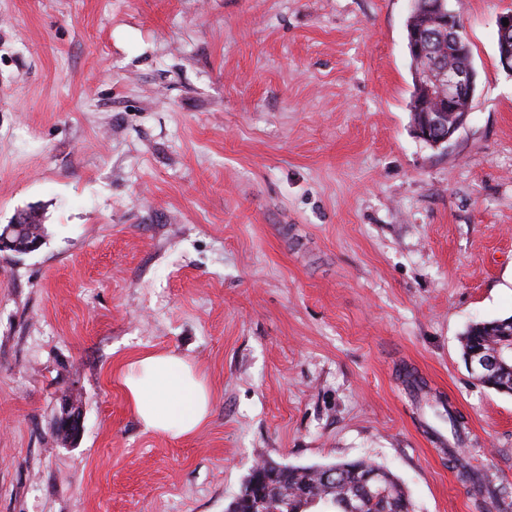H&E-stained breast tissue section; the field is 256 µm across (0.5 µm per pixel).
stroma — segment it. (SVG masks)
Returning <instances> with one entry per match:
<instances>
[{
	"label": "stroma",
	"mask_w": 512,
	"mask_h": 512,
	"mask_svg": "<svg viewBox=\"0 0 512 512\" xmlns=\"http://www.w3.org/2000/svg\"><path fill=\"white\" fill-rule=\"evenodd\" d=\"M410 6L0 0V228L46 227L0 252V512H225L260 461L357 458L414 512H486L452 451L512 488V395L461 358L512 315V0L457 4L477 90L444 149L413 132ZM149 350L208 380L196 436L128 405ZM508 18V26H504L503 19ZM497 28L501 38L497 42V56L499 65L503 70L512 73V39L509 37L512 33V10L501 13L497 17ZM28 214H21L16 218L13 224H8V227L0 231V252L13 251L18 254H25L32 252L40 247L41 239L29 238L23 244L20 243V238L24 234L23 230L28 222ZM26 237L44 234V227L36 214H32L27 223ZM14 235L18 238L15 240ZM512 316L492 321L475 322L467 327L461 338L462 356L466 364V350H474L483 347L486 350H493L501 345L502 350L511 344ZM511 349V346H510ZM56 432L65 436V442H76L83 431L81 407L73 398L64 399L56 417Z\"/></svg>",
	"instance_id": "35a3bbf8"
}]
</instances>
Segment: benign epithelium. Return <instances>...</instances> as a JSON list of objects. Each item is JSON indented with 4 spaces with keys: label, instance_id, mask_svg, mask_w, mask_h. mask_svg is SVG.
<instances>
[{
    "label": "benign epithelium",
    "instance_id": "1",
    "mask_svg": "<svg viewBox=\"0 0 512 512\" xmlns=\"http://www.w3.org/2000/svg\"><path fill=\"white\" fill-rule=\"evenodd\" d=\"M508 19V24H503V19ZM442 24L448 31L455 34L457 44L468 45L464 28L456 13L443 15ZM497 28L501 38L497 42V56L499 65L503 70L512 73V10L502 13L497 17ZM439 88L438 101L440 108L437 114L429 117L424 122V131L419 133V139L432 146H441L448 143L468 117L470 100L474 88V72L471 68H442L433 78ZM28 222L27 215L22 214L14 223L0 231V252L13 251L18 254L32 252L40 247L38 239H28L20 242L18 237L23 235V230ZM512 354H503L499 351L493 355H486L477 351L469 359L467 367L472 373H482L488 369L500 367L511 369ZM56 432L65 437L68 443L76 442L83 431V416L81 407L72 398L65 399L56 417Z\"/></svg>",
    "mask_w": 512,
    "mask_h": 512
}]
</instances>
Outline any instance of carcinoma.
Masks as SVG:
<instances>
[{"label": "carcinoma", "instance_id": "1", "mask_svg": "<svg viewBox=\"0 0 512 512\" xmlns=\"http://www.w3.org/2000/svg\"><path fill=\"white\" fill-rule=\"evenodd\" d=\"M412 25L418 28L420 39L427 46V54L412 62L416 70L425 71L448 65L460 67L466 59L453 53L449 44L451 34L425 11L423 0H412L409 13ZM506 349L512 345V316L492 321L475 322L467 327L461 338L462 350L482 347L492 350L496 346ZM488 388L512 395V381L489 373L478 377ZM448 459L455 463L461 479L484 490L495 512H512V497L492 484L483 474L475 479L476 472L459 462L453 449H448ZM378 470L375 485L366 494L359 487L365 472ZM252 501L233 500L231 512H253L254 503L262 501L264 512H412L411 503L399 479L387 468L365 460L336 463V480L325 483L319 468L290 466L276 461H265L256 470V485Z\"/></svg>", "mask_w": 512, "mask_h": 512}]
</instances>
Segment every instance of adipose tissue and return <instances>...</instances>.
<instances>
[{"label":"adipose tissue","instance_id":"1","mask_svg":"<svg viewBox=\"0 0 512 512\" xmlns=\"http://www.w3.org/2000/svg\"><path fill=\"white\" fill-rule=\"evenodd\" d=\"M127 401L145 430L172 440L193 437L208 421L212 393L184 358L149 351L123 372Z\"/></svg>","mask_w":512,"mask_h":512}]
</instances>
